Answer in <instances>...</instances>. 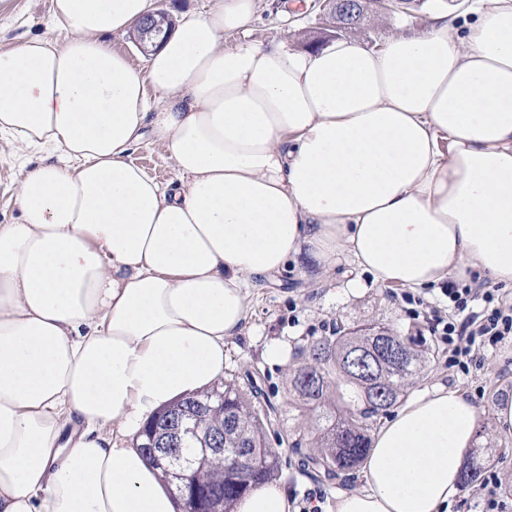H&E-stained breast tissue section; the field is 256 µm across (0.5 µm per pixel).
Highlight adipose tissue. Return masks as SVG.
I'll list each match as a JSON object with an SVG mask.
<instances>
[{
  "label": "adipose tissue",
  "instance_id": "obj_1",
  "mask_svg": "<svg viewBox=\"0 0 512 512\" xmlns=\"http://www.w3.org/2000/svg\"><path fill=\"white\" fill-rule=\"evenodd\" d=\"M255 8L182 15L143 73L110 39L153 0H53L57 39L0 47V140L58 156L0 224V512H177L128 440L221 382L250 284L289 262L512 286V0L378 48L242 40ZM147 134L175 190L131 160ZM479 417L459 389L412 398L334 512H448ZM291 509L276 482L235 506Z\"/></svg>",
  "mask_w": 512,
  "mask_h": 512
}]
</instances>
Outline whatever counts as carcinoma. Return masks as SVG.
Segmentation results:
<instances>
[{
	"label": "carcinoma",
	"mask_w": 512,
	"mask_h": 512,
	"mask_svg": "<svg viewBox=\"0 0 512 512\" xmlns=\"http://www.w3.org/2000/svg\"><path fill=\"white\" fill-rule=\"evenodd\" d=\"M400 343L411 350L409 364L401 369L385 362L380 343ZM298 363L288 381V395L302 414L315 419L304 434L295 433L292 447L311 445L306 457L310 473L330 478L355 468L370 445V432L378 420L401 402L430 362V349L422 337L407 336L379 323L356 322L336 327L332 334L298 348ZM206 409L203 427L185 440L183 457L190 460L193 482L218 498L221 512H234L235 502L252 488L268 482L279 469V454L266 444L269 418L259 410L254 386L235 379L221 387L180 400L160 412L146 426L153 430L172 414L186 416ZM224 426V453L204 454L208 432ZM238 459L256 463L252 481L242 483L230 468ZM486 450L476 449L466 484L478 482Z\"/></svg>",
	"instance_id": "carcinoma-1"
}]
</instances>
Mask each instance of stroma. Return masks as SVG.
I'll list each match as a JSON object with an SVG mask.
<instances>
[{"mask_svg":"<svg viewBox=\"0 0 512 512\" xmlns=\"http://www.w3.org/2000/svg\"><path fill=\"white\" fill-rule=\"evenodd\" d=\"M325 3L326 0H256L247 37L262 41L285 39L300 48L317 40L331 42L334 32L323 30L319 22ZM443 9L460 12L461 0H420L412 7L420 17L416 23L405 15L372 8L348 35L367 47H377L406 26L413 24L418 30H426L432 15ZM33 36L55 38L51 0H0V45H15ZM131 157L159 182L176 187V172L163 145L145 138ZM21 163L9 147L0 148V224L14 223L19 217L15 197ZM390 293V288L374 283L370 275L359 272L344 259L331 271L308 277L292 263L276 278L259 279L250 290L247 326L226 345L228 373L239 379L248 373L256 374L258 386L277 408L282 429L269 431L267 441L279 452L276 479L286 487L295 507L313 503L319 505L320 512H330L338 490L362 486L357 469L339 473L330 481L311 478L302 466L307 448H294L279 441L281 433H292L301 424L289 404L287 387L297 348L308 340L330 335L340 322L373 320L398 330H419L434 356L412 388V395L438 386L461 388L473 395L483 410L480 445L492 449V462L502 480L512 483V435L497 433L492 426L493 404L512 394V341L486 348L480 370L467 374L451 371L448 354L431 335L428 323L431 310L446 308L440 290H422L419 302L411 304L392 299ZM273 346L283 349L284 360L274 362L267 357V350Z\"/></svg>","mask_w":512,"mask_h":512,"instance_id":"stroma-1","label":"stroma"}]
</instances>
